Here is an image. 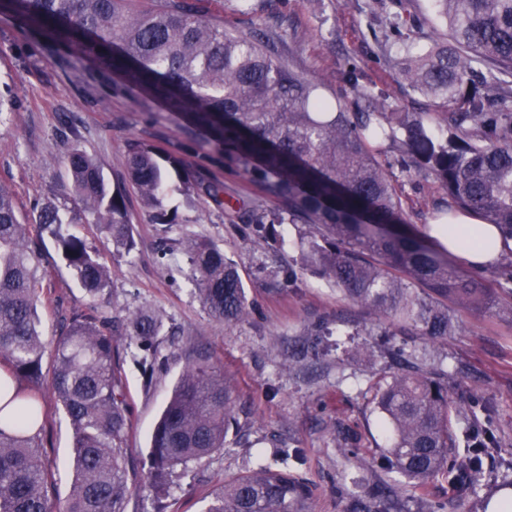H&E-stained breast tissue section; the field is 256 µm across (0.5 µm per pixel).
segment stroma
I'll use <instances>...</instances> for the list:
<instances>
[{
    "instance_id": "obj_1",
    "label": "stroma",
    "mask_w": 512,
    "mask_h": 512,
    "mask_svg": "<svg viewBox=\"0 0 512 512\" xmlns=\"http://www.w3.org/2000/svg\"><path fill=\"white\" fill-rule=\"evenodd\" d=\"M251 2L252 10L244 13L229 0H210L209 7L227 31L264 33L268 53L321 83L326 94L347 91L344 74L353 62L361 84L387 103L409 112L430 111L429 100L408 88L393 63L398 48L387 43L384 22L390 0ZM0 70L8 72L21 99L16 111L0 116V181L11 188L24 214L48 201L75 208L66 166L72 147L95 158L108 182L120 181L131 137L183 157L201 182H222L226 192L248 199L262 195L241 171L198 162L190 135L156 101L119 79L100 82L89 64L61 61L5 20H0ZM382 163L401 195L406 223L424 232L446 199L443 190L432 179L403 172L394 153ZM130 210L136 249L129 255L116 251L101 225L74 227L112 270L109 293L96 302L72 281L50 231L31 225L40 263L43 374L51 376L57 340L74 315L92 313L116 322L149 308L164 320L153 339V377L144 374L138 343L121 329L112 331L131 409V467L147 471L153 427L195 354L218 362L233 385L239 432L203 460L175 467L163 489L132 492L127 512H201L225 480L274 465L272 449L280 443L303 451L302 462L289 470L312 488L311 512H344L352 480L367 488L387 477L381 459L386 436L372 399L376 382L393 370L391 349L448 365L449 399L497 445L484 462L487 491L497 500L512 498V315L496 307L479 313L458 308L448 337L415 329L392 336L389 323L327 280L309 273L286 280L288 264L300 257L293 225H286L283 241L273 247L244 226L228 224L223 210L204 195L180 202L179 221L171 226L155 223L139 201H132ZM187 238L209 240L237 263L250 307L244 321L227 325L204 308L181 251ZM274 280L282 281L281 290L269 291ZM320 319L329 335H306L307 326ZM38 397L45 422L41 451L63 497L71 481L73 430L49 386H42ZM402 495L423 496L441 512H483L466 486L441 475L423 489L405 487Z\"/></svg>"
}]
</instances>
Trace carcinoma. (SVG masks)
I'll return each instance as SVG.
<instances>
[{
  "label": "carcinoma",
  "instance_id": "obj_1",
  "mask_svg": "<svg viewBox=\"0 0 512 512\" xmlns=\"http://www.w3.org/2000/svg\"><path fill=\"white\" fill-rule=\"evenodd\" d=\"M445 31L412 35L408 9L389 18L400 71L435 112H399L358 84L327 97L320 84L264 52L261 38L236 36L208 13L204 0H0V14L64 58L90 60L100 71L158 102L200 134L208 163L241 169L266 197L224 208L231 224L277 241L276 226L301 225L302 267L327 279L348 299L380 317L445 338L453 307L498 305L512 314V261L492 282L459 271L448 252L409 230L403 203L379 158L399 151L401 168L430 177L448 196V223L469 214L512 240V0H430ZM78 209L66 216L41 205L35 223L54 238L74 281L95 302L110 273L68 224H100L118 250L135 239L127 187L175 224L172 201L204 194L224 204V186L198 182L181 157L139 138L126 143L125 182L109 186L100 164L81 148L66 159ZM204 307L227 324L249 315L239 269L205 240L182 243ZM38 266L29 223L0 183V369L17 384L0 418V512H126L125 469L131 414L114 365L111 334L93 315L74 317L55 350L51 389L73 429L71 489L53 495L39 453L42 407L32 390L42 383L44 342L38 316ZM163 325L153 310L126 318L142 350ZM378 384L374 409L387 425L383 457L394 478L372 494L350 491L344 512H403L402 482L416 488L440 474L479 496L482 457L492 441L468 426L448 401V370L412 354ZM462 433L456 447L452 417ZM236 422L231 383L207 356L182 372L150 439L149 484L177 466L224 447ZM311 489L286 470L257 468L224 484L202 512H309Z\"/></svg>",
  "mask_w": 512,
  "mask_h": 512
}]
</instances>
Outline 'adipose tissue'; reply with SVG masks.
Here are the masks:
<instances>
[{"label": "adipose tissue", "mask_w": 512, "mask_h": 512, "mask_svg": "<svg viewBox=\"0 0 512 512\" xmlns=\"http://www.w3.org/2000/svg\"><path fill=\"white\" fill-rule=\"evenodd\" d=\"M456 233H449L447 225L433 224L429 236L437 239L450 254L465 266L475 269L490 267L505 252L502 236L495 225L486 224L461 215L455 222Z\"/></svg>", "instance_id": "adipose-tissue-1"}]
</instances>
